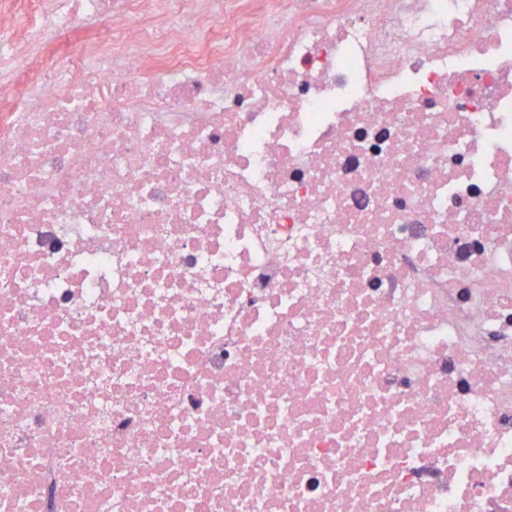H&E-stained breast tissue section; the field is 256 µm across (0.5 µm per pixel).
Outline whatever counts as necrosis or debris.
I'll return each mask as SVG.
<instances>
[{
	"instance_id": "1",
	"label": "necrosis or debris",
	"mask_w": 512,
	"mask_h": 512,
	"mask_svg": "<svg viewBox=\"0 0 512 512\" xmlns=\"http://www.w3.org/2000/svg\"><path fill=\"white\" fill-rule=\"evenodd\" d=\"M0 512H512V0H0Z\"/></svg>"
}]
</instances>
